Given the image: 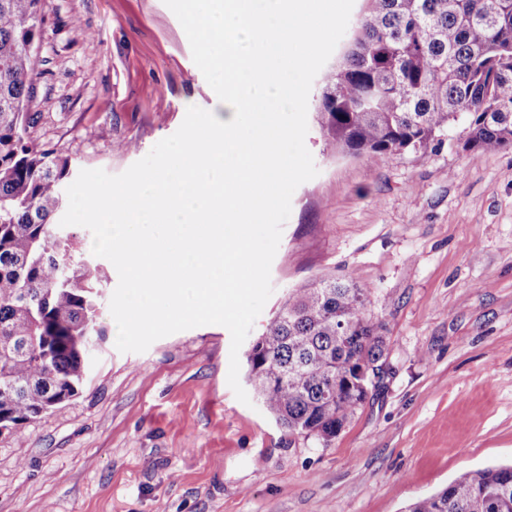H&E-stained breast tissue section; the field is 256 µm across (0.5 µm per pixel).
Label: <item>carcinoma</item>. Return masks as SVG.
Instances as JSON below:
<instances>
[{
  "label": "carcinoma",
  "instance_id": "1",
  "mask_svg": "<svg viewBox=\"0 0 512 512\" xmlns=\"http://www.w3.org/2000/svg\"><path fill=\"white\" fill-rule=\"evenodd\" d=\"M42 0H0V426L14 440L83 382L99 289L76 262L80 234L59 235L69 159L35 144L30 111ZM318 120L329 147L379 162L417 153L461 126L464 148H512V0H364L329 70ZM370 289L322 278L288 292L247 355L249 380L288 431L324 444L363 406L356 375L384 358ZM340 378L328 393L329 376ZM405 512H512V465L459 473Z\"/></svg>",
  "mask_w": 512,
  "mask_h": 512
}]
</instances>
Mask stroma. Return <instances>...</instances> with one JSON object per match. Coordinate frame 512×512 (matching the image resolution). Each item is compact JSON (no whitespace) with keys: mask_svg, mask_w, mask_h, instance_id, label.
Here are the masks:
<instances>
[{"mask_svg":"<svg viewBox=\"0 0 512 512\" xmlns=\"http://www.w3.org/2000/svg\"><path fill=\"white\" fill-rule=\"evenodd\" d=\"M29 135L116 175L188 107L223 117L163 0H43ZM313 83L318 169L291 200L260 336L288 289L371 291L388 375L330 443L289 433L227 382L205 325L116 347L109 308L77 395L0 440V512H404L458 473L512 462V148L442 145L368 165L333 153Z\"/></svg>","mask_w":512,"mask_h":512,"instance_id":"stroma-1","label":"stroma"}]
</instances>
